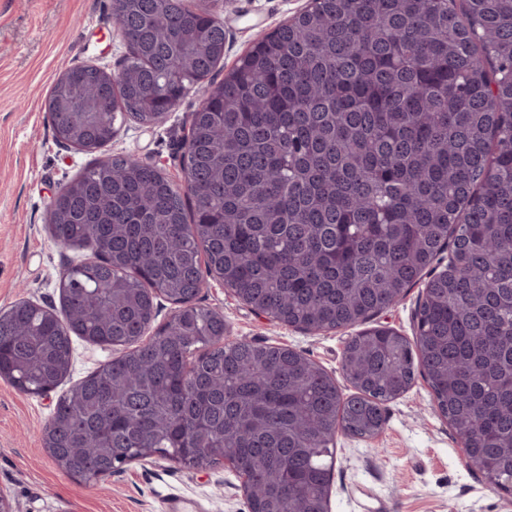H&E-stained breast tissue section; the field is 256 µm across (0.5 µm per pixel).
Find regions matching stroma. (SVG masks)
Returning <instances> with one entry per match:
<instances>
[{
  "mask_svg": "<svg viewBox=\"0 0 512 512\" xmlns=\"http://www.w3.org/2000/svg\"><path fill=\"white\" fill-rule=\"evenodd\" d=\"M308 0H211L227 35L214 77L223 79L253 44L303 12ZM125 46L110 18V0H0V308L25 298L60 306V276L74 258H88L56 244L47 226L53 192L91 164L128 154L161 167L173 183L184 180L182 139L200 103L191 93L155 125L127 120L112 143L85 152L56 142L45 100L57 75L78 63L113 66ZM423 287L370 324L407 338L416 332L415 310ZM199 306L223 312L231 339L267 342L299 351L318 363L351 395L342 352L351 329L308 334L257 317L223 281L210 279ZM116 350L78 339L64 381L72 387ZM60 396L20 392L0 379V491L16 512H164L173 495L201 504V512H248L240 478L224 465L205 472L162 457L131 464L92 485L61 471L43 444L42 428ZM423 379L385 407L379 437L336 436L331 512H512V498L469 470L456 431L432 411Z\"/></svg>",
  "mask_w": 512,
  "mask_h": 512,
  "instance_id": "1",
  "label": "stroma"
}]
</instances>
